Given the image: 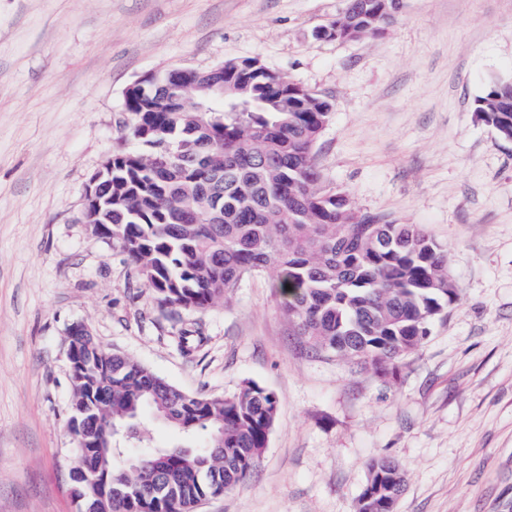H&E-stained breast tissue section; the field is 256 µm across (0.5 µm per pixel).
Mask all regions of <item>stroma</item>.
Instances as JSON below:
<instances>
[{
  "label": "stroma",
  "mask_w": 512,
  "mask_h": 512,
  "mask_svg": "<svg viewBox=\"0 0 512 512\" xmlns=\"http://www.w3.org/2000/svg\"><path fill=\"white\" fill-rule=\"evenodd\" d=\"M345 6L0 0V512L77 510L76 323L185 392L276 394L253 476L196 512H358L383 457L406 477L395 512H512V142L473 110L512 76V0H403L383 36L313 39ZM246 58L333 103L316 147L328 183L448 253L460 298L397 375L312 352L262 275L206 310H163L85 222L126 88ZM184 326L204 338L189 353Z\"/></svg>",
  "instance_id": "1"
}]
</instances>
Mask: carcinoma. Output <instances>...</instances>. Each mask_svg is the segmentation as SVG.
<instances>
[{
  "instance_id": "cac0c4a2",
  "label": "carcinoma",
  "mask_w": 512,
  "mask_h": 512,
  "mask_svg": "<svg viewBox=\"0 0 512 512\" xmlns=\"http://www.w3.org/2000/svg\"><path fill=\"white\" fill-rule=\"evenodd\" d=\"M249 82L257 112L169 108L157 95H124L129 123L122 139L134 148L112 153V244L126 254L157 305L204 310L245 275L266 273L281 308L310 349L394 373L420 347L458 299L448 283L445 249L417 224H394L357 209L327 184L314 148L333 104L282 87L256 58L228 74ZM511 77L491 79L473 112L512 142V112L503 96ZM71 372V414L97 420L105 456L77 444L75 464L97 463L112 487L104 512H195L201 497L248 480L267 447L278 400L254 382L231 396L190 395L146 366L104 347L87 352ZM193 444L153 446L151 413ZM141 447L140 467L166 454L179 461L164 489L145 487L127 469L128 446ZM405 473L394 459L368 464L361 497L376 512H393Z\"/></svg>"
}]
</instances>
